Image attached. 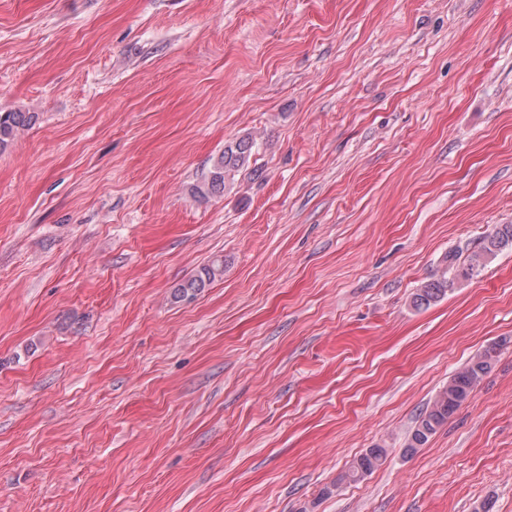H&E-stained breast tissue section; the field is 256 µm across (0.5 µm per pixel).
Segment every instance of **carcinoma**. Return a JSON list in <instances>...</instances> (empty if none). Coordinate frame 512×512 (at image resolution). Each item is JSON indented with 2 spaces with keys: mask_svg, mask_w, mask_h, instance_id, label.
I'll list each match as a JSON object with an SVG mask.
<instances>
[{
  "mask_svg": "<svg viewBox=\"0 0 512 512\" xmlns=\"http://www.w3.org/2000/svg\"><path fill=\"white\" fill-rule=\"evenodd\" d=\"M34 116L27 112H0V148L7 146L18 131L33 121ZM255 141L249 136L240 137L224 146L207 174L190 187L193 196L207 199L220 195L226 190L235 173L248 168L253 155ZM512 247V224H497L492 231L484 234L477 245L464 257L450 253L445 256V267L439 274L426 282L413 296V305L421 308L445 295L459 279H470L485 268L489 259L504 248ZM453 271V279H448V271ZM224 263L214 261L202 268L196 276L186 280L174 289V300L181 302L197 296L216 277L223 275ZM498 354V347L486 348L468 361L448 384L443 386L415 420L410 432L408 447L425 445L443 425L448 422L461 406L469 400L480 381L487 375ZM386 458V449L370 448L357 457L342 479L358 481L377 469Z\"/></svg>",
  "mask_w": 512,
  "mask_h": 512,
  "instance_id": "1",
  "label": "carcinoma"
}]
</instances>
